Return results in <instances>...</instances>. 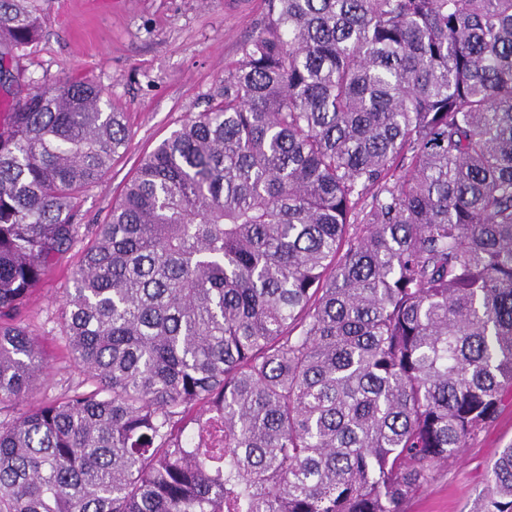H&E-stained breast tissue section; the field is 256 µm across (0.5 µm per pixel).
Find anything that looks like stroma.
Masks as SVG:
<instances>
[{"label":"stroma","mask_w":512,"mask_h":512,"mask_svg":"<svg viewBox=\"0 0 512 512\" xmlns=\"http://www.w3.org/2000/svg\"><path fill=\"white\" fill-rule=\"evenodd\" d=\"M41 32L26 56L13 60L23 82L45 85L74 75L105 92L125 113L128 147L74 206L83 239H90L120 198L139 157L205 111L240 59V46L259 30L267 0H33ZM81 251L73 249L33 287L22 318L44 351L46 369L31 399L52 400L79 380L61 337L62 296ZM512 442V405L470 440L459 457L440 468L407 512H473L502 448Z\"/></svg>","instance_id":"35a3bbf8"}]
</instances>
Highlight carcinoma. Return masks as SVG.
Returning a JSON list of instances; mask_svg holds the SVG:
<instances>
[{"label":"carcinoma","mask_w":512,"mask_h":512,"mask_svg":"<svg viewBox=\"0 0 512 512\" xmlns=\"http://www.w3.org/2000/svg\"><path fill=\"white\" fill-rule=\"evenodd\" d=\"M0 0V57L38 38ZM76 77L0 114V411L129 142ZM65 289L84 378L0 420V512H406L512 402V0H269ZM476 512H512V444Z\"/></svg>","instance_id":"carcinoma-1"}]
</instances>
